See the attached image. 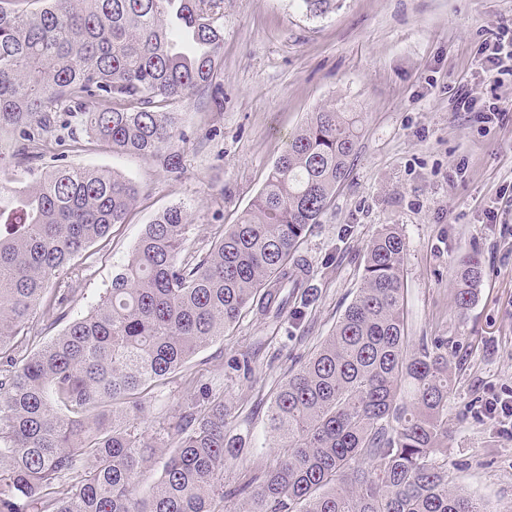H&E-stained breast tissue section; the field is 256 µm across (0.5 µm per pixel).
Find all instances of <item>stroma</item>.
Instances as JSON below:
<instances>
[{
	"instance_id": "obj_1",
	"label": "stroma",
	"mask_w": 512,
	"mask_h": 512,
	"mask_svg": "<svg viewBox=\"0 0 512 512\" xmlns=\"http://www.w3.org/2000/svg\"><path fill=\"white\" fill-rule=\"evenodd\" d=\"M221 22V91L181 107V179L130 154L67 157L140 188L126 223L95 244L92 257L72 261L80 290L70 317L87 311L146 224L172 204L185 203L192 215L189 246L209 248L251 205L311 112L331 100L348 105L362 115L352 169L300 247L311 302L280 321L245 316L153 391L136 427L155 439L172 416L201 404L199 387L183 384L195 377L223 395L231 432L253 446L240 466L264 465V422L278 386L330 334L355 296L369 242L394 224L407 245L410 343L448 339V468L457 487L493 512H512V438L484 411L488 398H512V111L483 123L453 108L461 88L512 102V79L492 84L478 64L482 43L512 25V0H336L318 17L295 0H224ZM467 253L480 257L483 279L461 311L450 261ZM245 354L247 380L229 367Z\"/></svg>"
}]
</instances>
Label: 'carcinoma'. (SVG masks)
Returning a JSON list of instances; mask_svg holds the SVG:
<instances>
[{
    "label": "carcinoma",
    "mask_w": 512,
    "mask_h": 512,
    "mask_svg": "<svg viewBox=\"0 0 512 512\" xmlns=\"http://www.w3.org/2000/svg\"><path fill=\"white\" fill-rule=\"evenodd\" d=\"M312 16L334 0H297ZM0 0V512H493L448 482V338L409 348L406 241L369 243L361 286L331 334L288 371L268 407L260 471L224 482L246 440L216 397L174 417L157 446L134 425L147 390L256 309L280 319L302 289L299 247L349 173L361 115L311 113L251 207L203 251L173 204L147 225L88 312L35 350L36 314L63 319L78 289H49L74 257L126 222L139 188L63 163L57 127L180 174L181 113L220 88L224 0ZM60 164L45 173L35 162ZM34 178L10 186L8 174ZM455 301L473 302L478 256L453 261Z\"/></svg>",
    "instance_id": "1"
}]
</instances>
